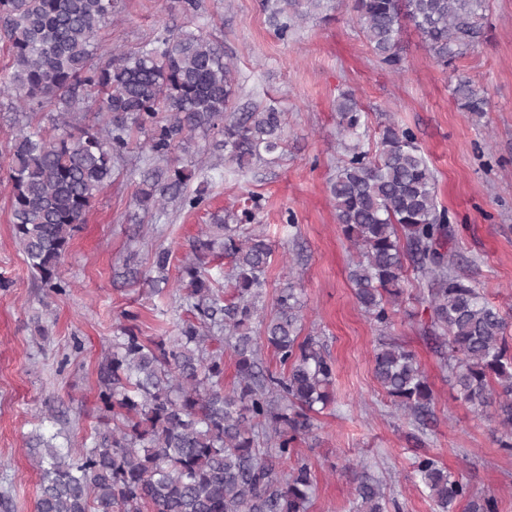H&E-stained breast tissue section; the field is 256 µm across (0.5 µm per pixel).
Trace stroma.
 I'll return each instance as SVG.
<instances>
[{
    "label": "stroma",
    "instance_id": "obj_1",
    "mask_svg": "<svg viewBox=\"0 0 512 512\" xmlns=\"http://www.w3.org/2000/svg\"><path fill=\"white\" fill-rule=\"evenodd\" d=\"M121 16L100 34L105 50L134 49L165 26L190 18L178 0H124ZM207 25L234 57L239 112H281L288 140L276 163L246 171L225 166L200 210L154 216L133 201L144 157L132 150L111 188L76 233L62 267L65 292L33 279L12 238L7 153L22 125H47L44 113L22 116L0 97V512H35L38 474L29 438L55 436L77 455L100 426V371L116 326L137 316L141 336L174 333L185 315L177 286L191 244L214 213L259 197L256 221L274 254L266 300L287 282L303 290L305 333L318 336L336 364V401L317 414L297 452L315 487L309 512H353L355 477L375 478L387 512H436L415 465L430 456L479 496L512 512V453L499 448L494 425L462 401L425 330L426 285L409 274L401 304L381 328L355 301L348 279L354 251L336 222L328 182L346 153L338 141L337 98L356 94L368 114L363 140L376 148L384 116L410 128L437 182V202L456 228L459 271L512 324V0H486L482 34L457 69L435 64L414 28L402 35L403 69L382 64L364 42L350 0L280 34L265 0H200ZM470 77L490 98L488 112L459 108L453 88ZM167 249V283L153 261ZM386 337L415 352L434 392V415L422 426L404 415L373 374V351Z\"/></svg>",
    "mask_w": 512,
    "mask_h": 512
}]
</instances>
